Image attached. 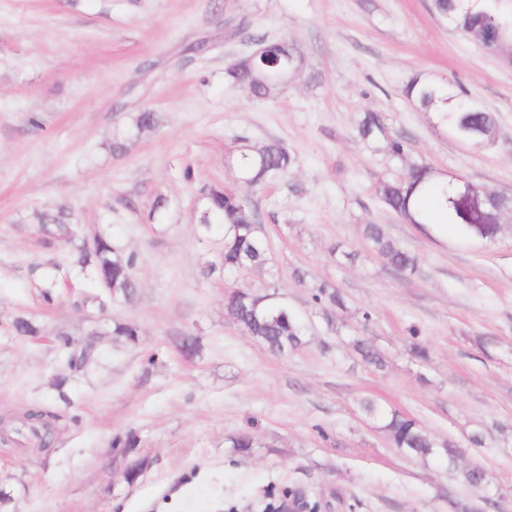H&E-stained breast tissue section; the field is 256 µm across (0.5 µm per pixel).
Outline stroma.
Returning <instances> with one entry per match:
<instances>
[{"label": "stroma", "instance_id": "35a3bbf8", "mask_svg": "<svg viewBox=\"0 0 512 512\" xmlns=\"http://www.w3.org/2000/svg\"><path fill=\"white\" fill-rule=\"evenodd\" d=\"M252 34L305 58L263 101L224 77ZM415 75L451 80L496 113L495 144L437 128L402 95ZM146 109L159 123L137 130ZM365 112L386 126L373 147L356 134ZM244 136L281 141L297 165L242 191L227 158ZM421 161L512 195V65L463 38L432 0H0V417L36 403L57 417L49 454L0 445L11 495L0 512H261L273 485L316 493L326 512H451L449 494L467 489L445 462L394 448L360 411L366 398L465 448L491 477L480 512H512V229L485 246L404 223L376 185ZM205 184L257 210L269 264L205 275L222 251L220 234L199 232ZM61 206L84 239L134 255L133 298L85 304L75 244H45L41 231V215ZM367 224L416 254V271L388 266ZM57 267L48 305L41 277ZM323 284L344 307L313 301ZM235 290L288 303L306 344L269 352L225 314ZM20 316L41 335H14ZM117 323L133 325L136 342L114 336ZM64 334L95 336L97 351L60 390ZM185 336L200 344L190 359ZM357 337L383 369L362 362ZM416 343L427 359L412 355ZM242 431L257 446L236 460L226 440ZM475 433L482 447L470 446ZM132 457L144 467L130 483Z\"/></svg>", "mask_w": 512, "mask_h": 512}]
</instances>
